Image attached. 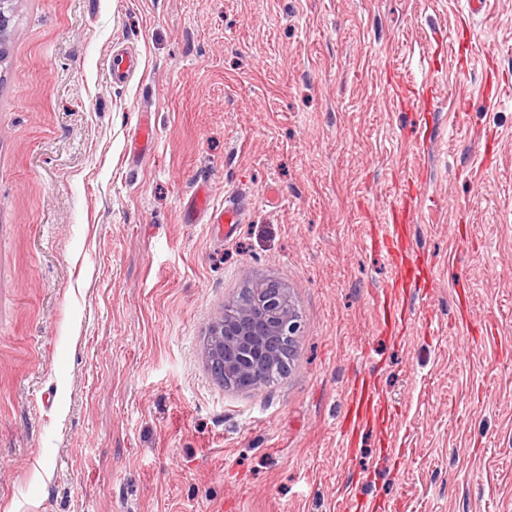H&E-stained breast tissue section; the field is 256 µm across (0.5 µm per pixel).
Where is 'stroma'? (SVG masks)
Returning a JSON list of instances; mask_svg holds the SVG:
<instances>
[{"label": "stroma", "instance_id": "obj_1", "mask_svg": "<svg viewBox=\"0 0 512 512\" xmlns=\"http://www.w3.org/2000/svg\"><path fill=\"white\" fill-rule=\"evenodd\" d=\"M478 32L465 57L451 31ZM140 68L113 80L112 53ZM493 59H486V52ZM437 84L427 107L404 86ZM150 110L152 148L129 144ZM238 193L231 241L182 220ZM417 185L409 303L375 219ZM287 288L300 354L224 389L210 324ZM372 374L398 413L345 448ZM394 443L405 452L396 459ZM512 512V0H14L0 62V512Z\"/></svg>", "mask_w": 512, "mask_h": 512}]
</instances>
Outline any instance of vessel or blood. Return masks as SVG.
I'll return each mask as SVG.
<instances>
[{
    "label": "vessel or blood",
    "instance_id": "b4317fda",
    "mask_svg": "<svg viewBox=\"0 0 512 512\" xmlns=\"http://www.w3.org/2000/svg\"><path fill=\"white\" fill-rule=\"evenodd\" d=\"M245 216V204L235 195L226 196L223 207L212 205L205 184H198L194 194L189 198L182 210L185 222L193 224L206 222L222 224L229 231H236ZM382 223V242L391 262L395 275L385 287L379 298L384 315L391 323V335L402 336L409 324L415 323L416 313L407 304V289L416 287L418 271V255L412 245H401L403 227L413 221L411 198H404L390 207L380 218ZM389 405L375 381L362 377L351 387L348 398V412L338 431L342 439H349L362 426L390 419Z\"/></svg>",
    "mask_w": 512,
    "mask_h": 512
}]
</instances>
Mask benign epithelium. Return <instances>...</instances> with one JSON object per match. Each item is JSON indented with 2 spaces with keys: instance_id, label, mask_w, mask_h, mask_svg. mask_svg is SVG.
<instances>
[{
  "instance_id": "7a95c632",
  "label": "benign epithelium",
  "mask_w": 512,
  "mask_h": 512,
  "mask_svg": "<svg viewBox=\"0 0 512 512\" xmlns=\"http://www.w3.org/2000/svg\"><path fill=\"white\" fill-rule=\"evenodd\" d=\"M10 2L0 0V55L9 35ZM300 323L288 290L272 281L247 289L240 300L224 303V314L209 326L206 360L226 389L257 387L263 372H279Z\"/></svg>"
}]
</instances>
